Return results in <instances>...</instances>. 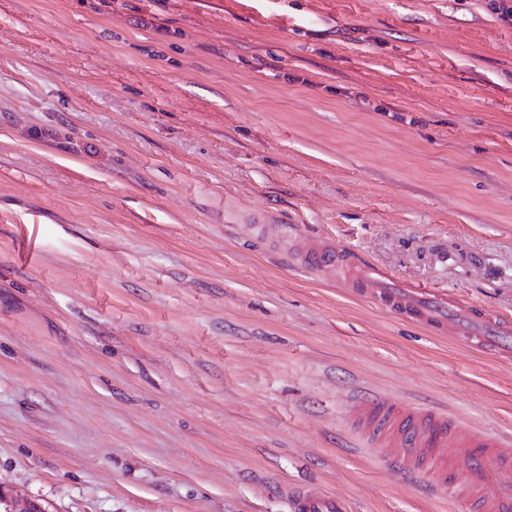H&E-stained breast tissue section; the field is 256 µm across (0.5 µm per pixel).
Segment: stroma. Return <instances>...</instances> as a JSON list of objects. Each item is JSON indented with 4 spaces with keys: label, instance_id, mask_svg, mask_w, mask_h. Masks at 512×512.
Returning <instances> with one entry per match:
<instances>
[{
    "label": "stroma",
    "instance_id": "stroma-1",
    "mask_svg": "<svg viewBox=\"0 0 512 512\" xmlns=\"http://www.w3.org/2000/svg\"><path fill=\"white\" fill-rule=\"evenodd\" d=\"M257 208L512 317V26L486 0H0V487L462 512L349 405L512 437V364L290 263ZM291 512H352L347 499L328 494L314 484L288 489Z\"/></svg>",
    "mask_w": 512,
    "mask_h": 512
}]
</instances>
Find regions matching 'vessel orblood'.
Instances as JSON below:
<instances>
[{
    "instance_id": "b4317fda",
    "label": "vessel or blood",
    "mask_w": 512,
    "mask_h": 512,
    "mask_svg": "<svg viewBox=\"0 0 512 512\" xmlns=\"http://www.w3.org/2000/svg\"><path fill=\"white\" fill-rule=\"evenodd\" d=\"M290 252L310 270H337L352 293L435 334L451 333L466 347L512 359V322L481 306L451 297L446 289L399 283L361 259L306 237ZM348 420L383 457L411 481L447 494L466 512H512V442L485 430L464 429L448 415L376 395L354 399ZM461 449L451 460L445 448ZM291 512H352L347 499L305 484L288 491Z\"/></svg>"
}]
</instances>
